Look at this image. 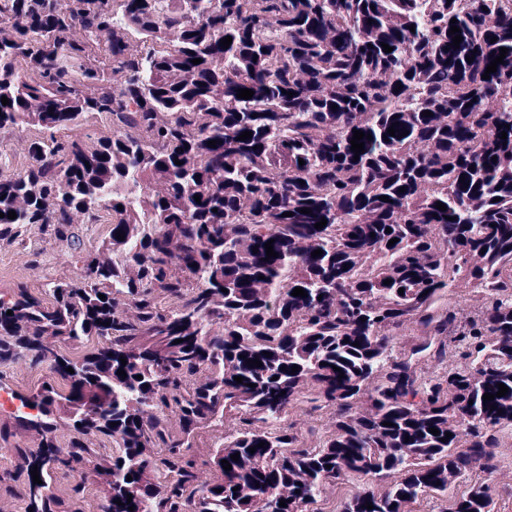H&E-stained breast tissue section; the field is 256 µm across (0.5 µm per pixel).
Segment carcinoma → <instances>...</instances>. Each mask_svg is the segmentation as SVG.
I'll use <instances>...</instances> for the list:
<instances>
[{
    "mask_svg": "<svg viewBox=\"0 0 512 512\" xmlns=\"http://www.w3.org/2000/svg\"><path fill=\"white\" fill-rule=\"evenodd\" d=\"M2 96L0 134L27 163L0 175V212L17 214L0 218V242L37 224L71 243L75 224L111 218L52 303L0 298V364L46 363L66 385L18 396L0 421L27 509L75 512L51 480L86 460L104 512H305L349 480L385 485L339 512L424 499L499 512L470 471L491 475L512 430V0H0ZM88 114L112 135L71 134ZM355 129L371 134L357 160ZM460 281L473 317L437 308ZM408 327L420 337L396 355ZM92 341L78 360L59 351ZM450 350L458 368L422 376ZM500 383L507 394L483 400ZM308 387L336 417L317 448L285 424ZM228 415L210 484L190 449ZM91 434L115 443L111 459L97 462Z\"/></svg>",
    "mask_w": 512,
    "mask_h": 512,
    "instance_id": "cac0c4a2",
    "label": "carcinoma"
}]
</instances>
